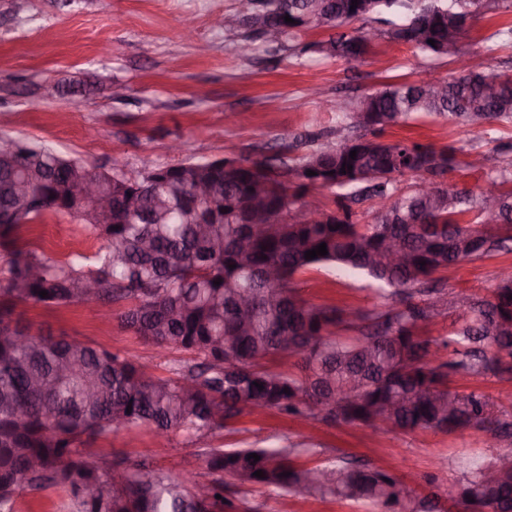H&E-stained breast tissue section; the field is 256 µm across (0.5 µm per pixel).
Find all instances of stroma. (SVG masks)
<instances>
[{
	"label": "stroma",
	"instance_id": "obj_1",
	"mask_svg": "<svg viewBox=\"0 0 512 512\" xmlns=\"http://www.w3.org/2000/svg\"><path fill=\"white\" fill-rule=\"evenodd\" d=\"M235 0H0V135L43 146L91 166L122 168L137 177L156 167L297 143L325 133L341 143L336 102L360 98L385 84L453 76L451 59H434L411 45L375 40L361 63L323 58L318 42L326 29H309L291 50L243 58L236 34L214 25ZM512 23V8L491 0L463 40L471 66L512 74V46L492 36ZM66 83L65 94L43 97L41 88ZM126 97L117 101L112 87ZM389 141L451 146L459 162L448 186L478 191L486 173L469 168L477 155L494 156L512 143V121L475 129L462 122L423 117L387 129ZM21 241L55 259L93 256L100 240L88 237L67 217H47L22 229ZM512 270V241L483 259L464 260L438 273L437 285L452 306L447 315L422 323L430 337L447 335L472 297L490 296L503 271ZM294 285L316 305L348 313L373 309L376 292L364 278L322 269L298 274ZM125 303L111 309L79 303L47 308L20 304L13 315L31 333L66 337L131 357L168 377L185 353L144 342L120 320ZM453 390L483 395L498 418L512 422V374L452 376ZM227 448L294 445L299 463L332 467L340 459L383 469L418 492L446 494L468 460H487L512 447L486 429L452 433L417 430L390 433L369 425L302 421L276 412L243 414L213 439ZM86 457L95 465L124 458L173 474L203 475L201 445L183 434L157 440L144 429H119L91 441ZM250 512H375L373 505L335 497L288 494L270 488L251 491Z\"/></svg>",
	"mask_w": 512,
	"mask_h": 512
}]
</instances>
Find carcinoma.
Wrapping results in <instances>:
<instances>
[{"mask_svg": "<svg viewBox=\"0 0 512 512\" xmlns=\"http://www.w3.org/2000/svg\"><path fill=\"white\" fill-rule=\"evenodd\" d=\"M253 2L252 12L229 26L251 42L245 54L256 50L254 42L269 27L277 39L264 46L290 50L289 42L309 27L339 28L394 9L397 19L380 35L438 58L437 46L448 33L457 44L465 37L459 20L488 7L486 0H357L354 9L352 0ZM286 16L295 23L285 22ZM361 34H338L319 43L318 51L327 59H362L372 44ZM441 85V96L431 93L434 82L423 81L386 85L341 103L337 112L351 134L339 146L321 143L292 157L295 145H284L255 162L227 156L224 169L207 160L180 162L156 168L150 183H114L78 160L30 144L1 160L0 246L6 255L0 266V512H13L22 487L60 491L67 512H200L205 496L218 512H242L247 501L226 495V476L246 491L271 487L366 501L383 512H439L436 493L418 494L381 469L307 467L297 462L295 448L209 444L203 452L207 481L200 484L190 475L150 470L139 460L92 466L83 447L119 427L160 437L180 432L199 441L258 408L295 419L381 424L387 431L508 427L482 397L451 390L449 378L461 371H512V274L489 297L467 301L449 335L425 336L420 323L448 311L447 299L431 297L435 274L489 254L502 234L512 233V145L500 150L502 158L488 174L497 197L456 189L431 202L420 187L425 176L418 162L427 158L432 175L453 170L459 167L455 150L387 143L381 136L423 116L468 125L476 117L481 127L512 121V75L462 66ZM344 164L352 170L341 171ZM318 169L329 172L330 188L346 202L347 220L307 209L306 187L296 180ZM405 176L412 182L403 187ZM85 178L113 201L105 214L76 217L87 236L103 241L90 264L80 255L59 261L14 247L21 227L46 215L72 216V188ZM197 183L209 186L218 211L212 224L189 217ZM375 197H390L394 205L376 206L371 220L358 222L350 203ZM257 199L264 203V224L244 247L249 225L243 216ZM491 204L499 220L493 226L485 223ZM482 235L496 241L478 252L474 239ZM389 240L403 250V265L386 261L382 246ZM321 243L327 255L305 258ZM322 268L362 273L381 285L379 306L352 319L336 307L309 304L293 280ZM271 270L280 274L276 283L268 279ZM91 279L98 302L130 301L120 319L136 336L181 350L190 362L160 377L108 350L11 326L15 305L66 306L79 300ZM218 279L221 284H214ZM495 343L499 350L489 358L486 351ZM281 355L296 358V370L269 366ZM251 453L260 460L247 459ZM504 457L512 459V448L469 467L449 493L456 512H512V466L486 479ZM258 470L260 478L253 476Z\"/></svg>", "mask_w": 512, "mask_h": 512, "instance_id": "cac0c4a2", "label": "carcinoma"}]
</instances>
